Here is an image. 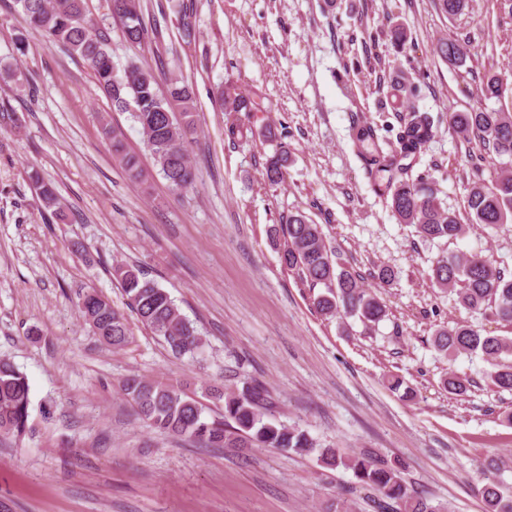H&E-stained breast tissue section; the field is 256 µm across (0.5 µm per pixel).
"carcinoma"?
<instances>
[{
	"instance_id": "cac0c4a2",
	"label": "carcinoma",
	"mask_w": 512,
	"mask_h": 512,
	"mask_svg": "<svg viewBox=\"0 0 512 512\" xmlns=\"http://www.w3.org/2000/svg\"><path fill=\"white\" fill-rule=\"evenodd\" d=\"M28 20L30 30L49 43L63 44L70 55L89 65L98 88L120 111L131 114L146 138L159 173L174 191L194 186L197 174L189 157V137L195 132L193 92L186 84L170 83L167 92L159 90L158 74L147 62L131 61L119 73L112 61L107 35L89 16L87 0H15ZM112 18L119 24L123 38L136 45H146L159 34L148 28L141 14L139 0H106ZM436 53L448 64L460 67L468 57L464 41L444 38L437 42ZM486 99L512 98V87L503 85L493 74L481 87ZM394 97V107L406 112L397 144L383 150L376 141L375 128L366 120L353 127L354 147L369 173H389L386 191L390 207L403 224L415 228L426 240L453 241L464 232L454 212L438 197V190L427 181L412 177L410 167L400 160H417L433 137L429 118L409 109ZM227 112H254L257 104L234 89L219 92ZM453 129L464 137H475L498 157L512 162V108H477L454 112L449 116ZM102 135L112 140V153L126 176L143 180L138 156L127 150L124 142L105 119L100 121ZM289 161L284 147L267 158L263 176L270 186L284 183ZM472 221L485 228L497 229L512 223V173L487 185L481 179L472 182L468 194ZM285 238L279 252L280 263L297 270L312 286L322 285L327 293L315 298L322 315L339 314L358 319L369 327L386 317V307L379 297L365 287L360 275L332 261L333 251L319 224H312L303 214H290L279 225ZM120 282L128 306L139 321L158 336L175 355L193 353L201 347L194 326L180 313L169 294L145 276L135 264L112 267ZM431 282L456 295V302L471 313L487 311L500 321L512 324V277L505 276L482 252L460 258L442 255L430 266ZM80 313L90 331L106 346L121 350L131 339L125 315L112 306L104 295L92 290L83 295ZM435 348L446 356L479 353L492 370L487 372L491 385L512 392V336H488L471 325L442 327L433 338ZM448 391L467 394L471 381L457 375L446 380ZM121 391L137 416L149 427L183 440L198 442L208 448H230L241 452L249 448H281L316 454L325 468H343L352 472L360 486L378 495L380 512H447L442 504L418 495L404 477L405 466L399 460H375L340 448L321 447L304 430L264 421L261 404L263 386L259 383L241 391L210 388L211 396L224 401V414L208 418L196 399L175 386L147 377H130ZM30 388L26 377L9 361L0 359V436L20 437L27 429ZM479 493L484 512H512V498L504 496L499 483L486 482Z\"/></svg>"
}]
</instances>
